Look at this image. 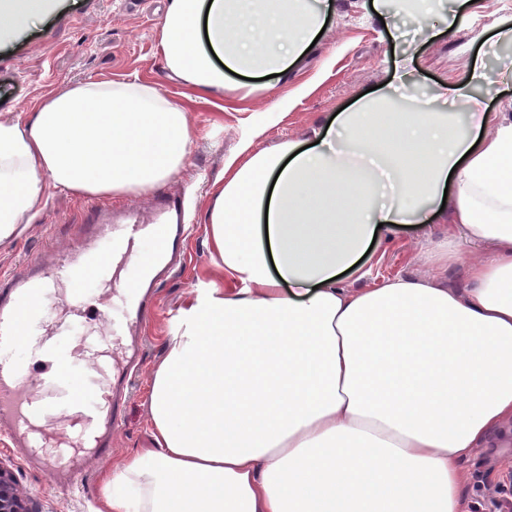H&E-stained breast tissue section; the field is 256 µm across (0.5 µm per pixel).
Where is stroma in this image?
<instances>
[{
	"mask_svg": "<svg viewBox=\"0 0 512 512\" xmlns=\"http://www.w3.org/2000/svg\"><path fill=\"white\" fill-rule=\"evenodd\" d=\"M324 32L312 49L264 89H225L202 96L166 77L160 25L168 0H70L69 6L21 42L0 47V117L24 116L57 87L78 80L139 78L156 83L179 100L196 135L188 146L185 169L168 181L166 190L186 194L194 228L186 239L179 275L166 283L150 312L146 328V362L133 382L125 421L114 441L113 458L153 449L147 424V387L164 355L170 319L187 292L212 277L213 259L203 224L214 182L225 160L238 150L242 134L256 120L263 132L257 151L286 140L312 143L316 131L338 112L351 108L367 89L386 85L401 67H408L425 96L437 85L467 84V61L477 60L495 71L512 66V44L495 42L498 25L512 23V0H431L440 15L461 10L463 22L433 27L398 9L396 0H329ZM84 198L53 191L25 233L0 244V272L19 268L46 241L73 247L77 237L69 226L87 207ZM447 230L443 224L404 227L392 241L364 258L367 276L342 275V287L376 288L396 277L438 278L425 259L427 249ZM0 458L9 461L16 481L31 493L40 512H95L97 481L105 465L92 463L80 491L57 490L49 472L26 468L0 442ZM467 475L464 503L471 506L497 498L512 505V435L493 434L463 461Z\"/></svg>",
	"mask_w": 512,
	"mask_h": 512,
	"instance_id": "stroma-1",
	"label": "stroma"
}]
</instances>
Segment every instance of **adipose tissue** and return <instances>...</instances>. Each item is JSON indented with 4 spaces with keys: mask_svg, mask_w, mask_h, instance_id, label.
Masks as SVG:
<instances>
[{
    "mask_svg": "<svg viewBox=\"0 0 512 512\" xmlns=\"http://www.w3.org/2000/svg\"><path fill=\"white\" fill-rule=\"evenodd\" d=\"M60 7L0 0V46ZM323 16L307 0H169L163 68L201 95L282 74ZM497 83L477 63L431 100L399 79L309 147L257 152L244 134L206 213L216 274L177 309L151 375L157 448L103 473L97 512H464L460 462L512 421V115L481 97ZM194 135L180 103L136 79L68 83L29 119H0V243L49 191H153ZM433 222L448 231L426 259L465 267V287H340L365 276L372 241Z\"/></svg>",
    "mask_w": 512,
    "mask_h": 512,
    "instance_id": "obj_1",
    "label": "adipose tissue"
}]
</instances>
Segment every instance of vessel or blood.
Wrapping results in <instances>:
<instances>
[{"label": "vessel or blood", "instance_id": "1", "mask_svg": "<svg viewBox=\"0 0 512 512\" xmlns=\"http://www.w3.org/2000/svg\"><path fill=\"white\" fill-rule=\"evenodd\" d=\"M187 223L183 204L169 197L148 213L94 205L74 223L76 248L47 244L0 275V436L60 490L78 488L91 461L112 455L145 356V313L178 269ZM99 300L112 310L111 348L92 361L73 342ZM50 303L60 315L49 327ZM22 320L42 338L38 358L22 352Z\"/></svg>", "mask_w": 512, "mask_h": 512}]
</instances>
